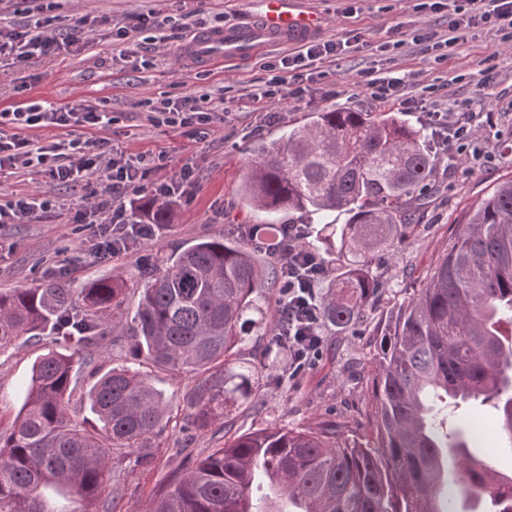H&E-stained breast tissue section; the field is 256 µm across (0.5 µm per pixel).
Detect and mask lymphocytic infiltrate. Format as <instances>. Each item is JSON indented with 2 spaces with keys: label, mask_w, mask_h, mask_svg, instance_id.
<instances>
[{
  "label": "lymphocytic infiltrate",
  "mask_w": 512,
  "mask_h": 512,
  "mask_svg": "<svg viewBox=\"0 0 512 512\" xmlns=\"http://www.w3.org/2000/svg\"><path fill=\"white\" fill-rule=\"evenodd\" d=\"M473 9L448 22V43H455L461 31L480 24L492 23L512 30V0H480ZM36 19L12 28L0 26V62L23 67L33 59L61 52L81 51L87 40V27H109L112 41L121 45V57L131 30L158 27V14H138L133 26L113 27L111 18H93L90 25H77L65 40L47 35L46 20L41 19L43 4H36ZM339 43L309 41L295 52L279 59L277 75L272 76L253 93L255 102H269L302 94L299 70L306 61L336 56ZM229 108L224 99L202 102L200 97L186 94L165 100L155 107V119L170 126L193 122L210 123L223 119ZM113 121L111 113L92 107L62 109L44 99H34L10 112H0V171L41 169L51 181L83 183L85 193L75 205V221L95 225L96 258L105 260L123 254L133 238H147L153 233L151 224L135 220L127 203L131 196L147 190L144 181L150 170L168 168L166 153L151 156L148 162H129L115 151L105 136ZM53 128L64 131V138L45 143L31 138V131ZM288 237V278L280 287L281 299L288 304V370L298 374L319 355L322 338L318 332L316 288L325 277L326 268L307 249L309 230L304 224H291Z\"/></svg>",
  "instance_id": "obj_1"
}]
</instances>
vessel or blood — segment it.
I'll return each mask as SVG.
<instances>
[{
  "label": "vessel or blood",
  "mask_w": 512,
  "mask_h": 512,
  "mask_svg": "<svg viewBox=\"0 0 512 512\" xmlns=\"http://www.w3.org/2000/svg\"><path fill=\"white\" fill-rule=\"evenodd\" d=\"M317 23L314 13L290 10L288 0H265V11L257 23L208 34L196 40L192 50L199 59L210 63L222 58L241 60L272 42L310 35Z\"/></svg>",
  "instance_id": "1"
}]
</instances>
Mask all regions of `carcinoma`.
<instances>
[{"label":"carcinoma","mask_w":512,"mask_h":512,"mask_svg":"<svg viewBox=\"0 0 512 512\" xmlns=\"http://www.w3.org/2000/svg\"><path fill=\"white\" fill-rule=\"evenodd\" d=\"M432 168L422 132L400 117L325 110L258 141L238 190L257 212L321 216V233L307 242L333 275L318 291L320 326L347 330L380 302L370 264L416 224L414 202L430 189ZM249 233L266 241L264 252L219 235L129 276L0 289V349L22 337L67 348L35 363L17 418L0 429V512H57L60 491L80 503L71 512H113L125 495L114 465L152 461L172 409L137 368L97 377L86 392L93 423L69 414L77 372L95 370L121 336L132 337V360L196 375L180 405L184 423L226 433L148 512H512L502 507L512 476L471 456V431L448 428V400L481 398L493 402L512 447V340L502 330L512 326V178L461 216L422 287L383 330L367 445L337 421L227 436L272 368L238 359L239 345L284 325L281 228L253 224ZM257 483L274 497L253 508Z\"/></svg>","instance_id":"carcinoma-1"}]
</instances>
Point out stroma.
I'll use <instances>...</instances> for the list:
<instances>
[{"instance_id": "35a3bbf8", "label": "stroma", "mask_w": 512, "mask_h": 512, "mask_svg": "<svg viewBox=\"0 0 512 512\" xmlns=\"http://www.w3.org/2000/svg\"><path fill=\"white\" fill-rule=\"evenodd\" d=\"M45 15L54 34L71 32L79 20L102 13L123 26L132 16L154 6L151 0H50ZM262 0H161L160 30L131 33L127 49L148 59L149 67L119 58L107 32L91 36L80 53L33 61L19 69L0 67V111L14 110L32 98L62 108L92 105L113 115L109 137L126 156L165 152L171 171L193 169L192 199L164 201L165 223L154 234L134 241L122 256L91 258L95 238L89 226L75 223L74 204L80 186L50 182L43 174L0 175V204L16 195L48 196L50 210L29 224H0V289L28 288L51 279L80 283L119 273L186 241L223 234L243 237L250 225L264 222L238 195L237 172L251 154L256 136L279 137L304 124L311 113L338 111L389 113L430 131V120L451 112H484L487 121L475 127L459 162H436V193L402 245L374 258L372 272L387 284L382 301L365 313L362 326L339 332L323 328L318 358L297 376H288L272 335L251 336L241 344V358L259 362L278 358L280 365L262 381L256 408L239 412L234 430L252 433L278 424L307 428L325 420L355 421V437L372 442L366 419L374 386L371 369L380 333L400 303L421 286L441 253L454 222L502 178L512 175V39L491 23L464 31L458 44L441 51H423L414 35H443L449 18L468 11V0H296L297 8L317 13L321 27L316 41L346 43L337 56L304 69L307 92L302 98L259 109L249 100L270 74L263 64L278 59L288 43L275 44L247 61L195 64L180 48L195 36L196 26L235 27L249 24ZM370 70L404 74L405 101L382 100L365 85ZM209 98L223 93L230 111L223 123L209 126L200 137L196 125L172 127L151 121V106L186 93ZM48 343L18 340L0 351V425L11 426L22 407L25 385L34 361ZM495 411L487 404L464 403L454 423L480 430L473 455L504 472L512 471V450L497 433ZM172 417L157 439L150 466L124 462L125 496L117 512H145L151 499L166 490L176 473L189 469L220 441L200 435Z\"/></svg>"}]
</instances>
